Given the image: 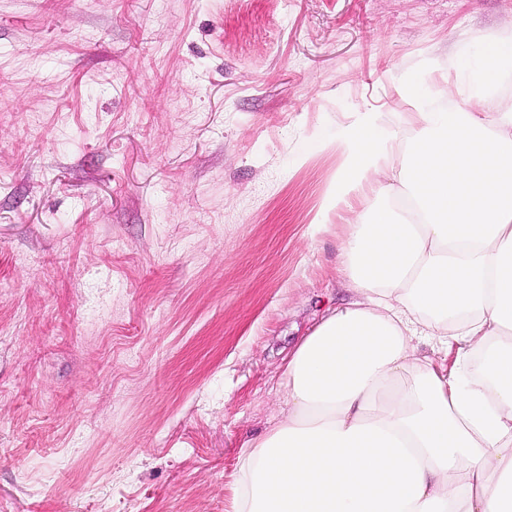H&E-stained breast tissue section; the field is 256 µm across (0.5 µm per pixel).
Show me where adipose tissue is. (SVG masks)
Returning <instances> with one entry per match:
<instances>
[{
    "label": "adipose tissue",
    "mask_w": 512,
    "mask_h": 512,
    "mask_svg": "<svg viewBox=\"0 0 512 512\" xmlns=\"http://www.w3.org/2000/svg\"><path fill=\"white\" fill-rule=\"evenodd\" d=\"M337 147L329 206L354 295L289 352L282 421L239 450L234 512H512V112H411Z\"/></svg>",
    "instance_id": "1"
}]
</instances>
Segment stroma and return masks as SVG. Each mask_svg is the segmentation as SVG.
<instances>
[{"label": "stroma", "instance_id": "35a3bbf8", "mask_svg": "<svg viewBox=\"0 0 512 512\" xmlns=\"http://www.w3.org/2000/svg\"><path fill=\"white\" fill-rule=\"evenodd\" d=\"M512 0H0V512H232L288 351L351 294L327 211Z\"/></svg>", "mask_w": 512, "mask_h": 512}]
</instances>
